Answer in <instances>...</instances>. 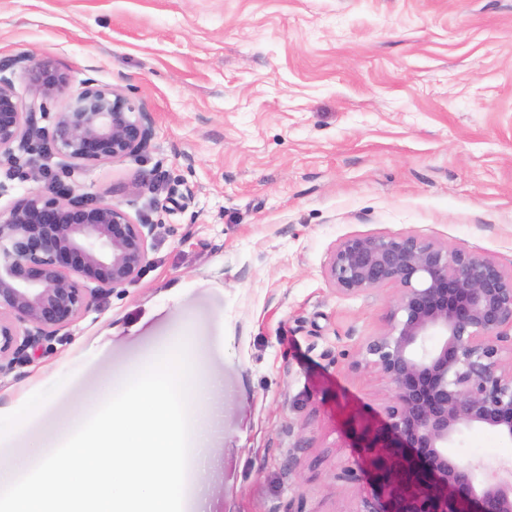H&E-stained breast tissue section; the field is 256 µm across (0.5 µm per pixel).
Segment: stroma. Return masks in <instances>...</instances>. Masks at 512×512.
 Wrapping results in <instances>:
<instances>
[{
    "label": "stroma",
    "instance_id": "stroma-1",
    "mask_svg": "<svg viewBox=\"0 0 512 512\" xmlns=\"http://www.w3.org/2000/svg\"><path fill=\"white\" fill-rule=\"evenodd\" d=\"M33 54L149 112L137 157L67 175L154 225L136 283L0 379V480L56 416L176 328L207 340L224 433L184 512H358L354 447L392 385L357 366L396 292L345 297L330 253L416 234L512 269V0H0V60ZM0 159V207L54 185ZM141 184L133 192V184ZM26 414L18 427V414ZM470 459L512 462L473 428ZM352 465L358 481L336 475Z\"/></svg>",
    "mask_w": 512,
    "mask_h": 512
}]
</instances>
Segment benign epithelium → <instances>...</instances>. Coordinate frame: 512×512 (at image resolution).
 Listing matches in <instances>:
<instances>
[{
	"label": "benign epithelium",
	"instance_id": "benign-epithelium-1",
	"mask_svg": "<svg viewBox=\"0 0 512 512\" xmlns=\"http://www.w3.org/2000/svg\"><path fill=\"white\" fill-rule=\"evenodd\" d=\"M16 68L28 80L26 103L4 75ZM66 82L35 55L0 62V157L11 167L36 180L35 155H57L75 169L145 150L149 113L114 87L87 82L50 111ZM152 229L72 189L33 188L0 209V376L99 298L137 282ZM327 277L343 296L396 290L384 330L355 362L395 389L382 423L357 436L372 478L361 512H512V464L452 451L465 429L512 439V365L500 354V343L512 341V271L417 235L373 234L338 243Z\"/></svg>",
	"mask_w": 512,
	"mask_h": 512
}]
</instances>
